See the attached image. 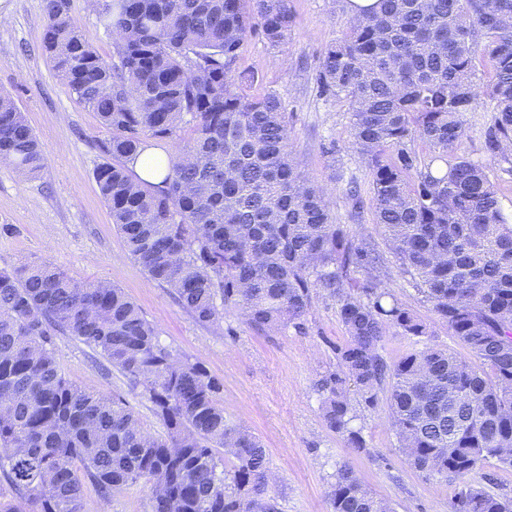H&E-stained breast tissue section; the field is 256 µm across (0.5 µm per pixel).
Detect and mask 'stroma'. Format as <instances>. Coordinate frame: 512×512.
I'll use <instances>...</instances> for the list:
<instances>
[{"label": "stroma", "mask_w": 512, "mask_h": 512, "mask_svg": "<svg viewBox=\"0 0 512 512\" xmlns=\"http://www.w3.org/2000/svg\"><path fill=\"white\" fill-rule=\"evenodd\" d=\"M8 4L11 21L0 26V91L10 93L24 113L45 160L26 178L0 164V269L50 263L76 280L122 288L174 355L202 362L221 382L226 416L262 440L277 512H331L328 492L343 465L393 512H451L457 483L427 478L405 463L388 422L386 393H379L372 407L356 391L348 393L365 450L350 448L345 435L325 426L317 383L337 372L336 348L346 340L336 299L313 291L298 329L258 331L235 308L225 310L220 326H203L128 256L94 178L96 168L110 160L102 147L112 133L94 112L76 102L43 48L46 0ZM288 4L295 25L285 42L271 47L255 30L240 49L238 68L254 77L247 92L280 97L289 142L308 178L328 189L333 223L350 237L370 240L383 255L387 287L394 299L427 323V344L462 352L421 293L418 278L405 273L390 251L384 228L374 224L371 215L359 221L349 216L343 188L354 178L362 190H369V169L352 145L346 103L320 95L314 81L322 50L348 26L344 0ZM71 14L88 43L113 60V38L101 25L99 12L88 9L85 0H71ZM480 104L481 111L467 115L472 135L460 150L485 166L502 208L511 214L512 164L485 156L478 130L489 101L484 98ZM329 143L336 146L335 156L322 152ZM56 358L66 378L90 392L123 396L147 432L164 434L140 389L119 370L104 369L102 358L90 348L60 335ZM152 496L151 487L139 483L105 503L94 489H87L86 502L90 512H152Z\"/></svg>", "instance_id": "stroma-1"}]
</instances>
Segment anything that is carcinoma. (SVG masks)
I'll use <instances>...</instances> for the list:
<instances>
[{"mask_svg": "<svg viewBox=\"0 0 512 512\" xmlns=\"http://www.w3.org/2000/svg\"><path fill=\"white\" fill-rule=\"evenodd\" d=\"M46 12L49 58L112 131V162L95 180L148 277L203 326L233 307L258 330H284L301 325L312 289L335 298L347 340L336 348L342 374L319 382L325 426L365 449L346 381L369 406L387 384L406 463L462 484L452 512H512V498L471 482L488 459L512 468V218L484 166L457 152L465 114L484 96L495 107L482 150L509 160L512 0H379L319 59V93L349 106L373 223L473 356L427 345L392 366L381 354L389 329L422 337L427 324L385 301L383 257L332 223L327 189L288 148L281 99L243 92L252 75L238 71L240 46L256 27L281 44L288 0H107L113 62L84 40L70 0H46ZM149 139L185 141L158 183L128 167ZM43 161L25 115L0 93V162L34 173ZM59 334L142 387L165 435L146 433L122 396L67 380ZM220 391L202 362L161 343L122 289L46 263L0 270V474L18 496L0 512H86L88 482L104 501L139 482L158 487L152 512H275L267 450L224 415ZM225 446L229 469L216 454ZM329 500L332 512H392L345 465Z\"/></svg>", "mask_w": 512, "mask_h": 512, "instance_id": "1", "label": "carcinoma"}]
</instances>
